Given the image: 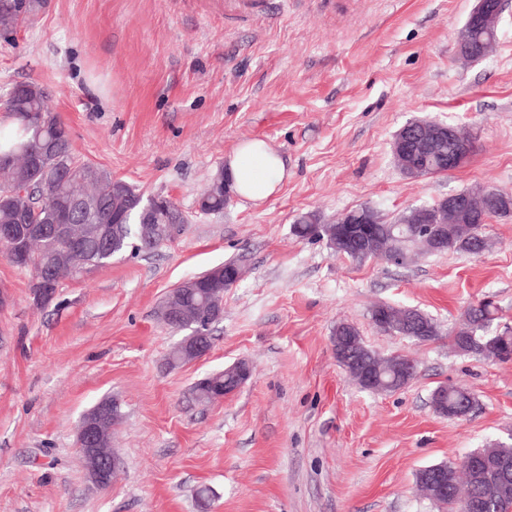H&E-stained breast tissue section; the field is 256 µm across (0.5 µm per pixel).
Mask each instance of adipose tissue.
<instances>
[{"label": "adipose tissue", "mask_w": 512, "mask_h": 512, "mask_svg": "<svg viewBox=\"0 0 512 512\" xmlns=\"http://www.w3.org/2000/svg\"><path fill=\"white\" fill-rule=\"evenodd\" d=\"M235 192L246 201L258 204L278 189L286 168L278 152L263 140H246L224 159Z\"/></svg>", "instance_id": "obj_1"}]
</instances>
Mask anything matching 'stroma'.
<instances>
[{"label": "stroma", "instance_id": "35a3bbf8", "mask_svg": "<svg viewBox=\"0 0 512 512\" xmlns=\"http://www.w3.org/2000/svg\"><path fill=\"white\" fill-rule=\"evenodd\" d=\"M474 0H43L0 37V100L46 88L78 160L188 218L150 254H123L65 276L33 301L34 270L0 255V512H445L417 495L418 471L512 438V362L454 353L447 333L486 301L492 329L512 326V217L487 224L479 256L423 254L405 266L355 264L294 236L362 205L387 221L483 184L512 191V8L488 59L464 64L455 37ZM477 138L450 175L405 176L391 143L415 120ZM266 141L287 178L260 205L197 207L240 142ZM233 261L212 347L176 368L183 334L157 310L181 282ZM413 307L439 325L418 343L380 332L375 305ZM380 355L418 365L404 389H361L337 363V324ZM244 360L249 380L196 404L201 379ZM474 393L465 419L437 416L432 391ZM120 401L111 487L87 477L76 446L83 414Z\"/></svg>", "mask_w": 512, "mask_h": 512}]
</instances>
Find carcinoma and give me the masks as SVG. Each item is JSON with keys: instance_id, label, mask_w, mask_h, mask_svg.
I'll list each match as a JSON object with an SVG mask.
<instances>
[{"instance_id": "cac0c4a2", "label": "carcinoma", "mask_w": 512, "mask_h": 512, "mask_svg": "<svg viewBox=\"0 0 512 512\" xmlns=\"http://www.w3.org/2000/svg\"><path fill=\"white\" fill-rule=\"evenodd\" d=\"M26 7L19 10V0H0V27L7 38L17 25L28 21L34 15L40 0H25ZM46 89L36 83L15 85L5 101V112L13 120L10 132L0 131V224H16L19 214L26 215L29 224H54V211L71 196H82L88 200L86 210L72 217V230L86 224L96 228V232L83 237L82 246L74 256L75 264L70 273L77 275L82 269L102 266L113 257L126 252L150 253L171 241L170 226L176 232L184 230L186 222L175 203H170L166 211L159 213L155 220V231L147 238L142 233L139 217L145 206L143 196L121 179H115L104 169L76 159L67 125L61 117L45 107ZM203 214H216L224 211V173L212 180L209 190L198 202ZM410 211L401 215L405 226L392 229V225L382 217L374 224L378 238L387 241L393 251L405 250L411 255L416 240L404 241L412 234L413 221ZM303 239H328L332 226L321 221L298 220ZM62 234L24 235L19 246L24 250L25 265L33 266L34 280L40 282L47 275L55 280L50 291L41 301L46 305L54 299L56 285L63 270L57 265L56 255L66 245ZM489 248L488 239L471 242L461 239L448 240L446 252L477 255ZM166 301L182 306L184 316L198 318L201 322L216 323L224 315V308L215 303H206V297L191 293L180 297L171 292ZM493 320L490 305L479 303L469 306L464 312V322L457 335L450 336L451 343L466 339L473 346L472 354L482 356L481 346L489 343L492 335L485 333V327ZM224 394V372H216L196 384L193 388L194 400L200 404L216 401Z\"/></svg>"}]
</instances>
